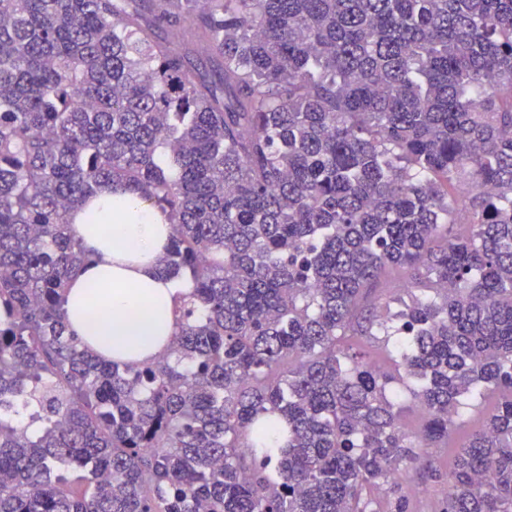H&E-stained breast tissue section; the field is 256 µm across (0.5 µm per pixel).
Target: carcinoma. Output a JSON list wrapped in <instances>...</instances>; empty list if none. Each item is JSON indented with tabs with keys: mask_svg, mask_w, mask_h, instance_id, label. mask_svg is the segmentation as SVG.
<instances>
[{
	"mask_svg": "<svg viewBox=\"0 0 512 512\" xmlns=\"http://www.w3.org/2000/svg\"><path fill=\"white\" fill-rule=\"evenodd\" d=\"M102 190L193 282L141 367L66 325ZM422 466L512 512V0H0V512H414ZM495 402L496 395H487L485 399L479 402L469 413L465 423L450 434L447 444L441 445L440 448H423L424 456L434 460L436 465L443 471H449L456 451L466 442L470 433L482 423L483 417L492 408Z\"/></svg>",
	"mask_w": 512,
	"mask_h": 512,
	"instance_id": "obj_1",
	"label": "carcinoma"
}]
</instances>
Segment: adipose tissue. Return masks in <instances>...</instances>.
I'll return each instance as SVG.
<instances>
[{
    "mask_svg": "<svg viewBox=\"0 0 512 512\" xmlns=\"http://www.w3.org/2000/svg\"><path fill=\"white\" fill-rule=\"evenodd\" d=\"M90 258L65 296L68 331L97 357L143 364L165 353L176 327L172 310L192 291L189 279L159 272L170 226L160 212L127 195L102 192L69 215ZM97 285L88 299V285Z\"/></svg>",
    "mask_w": 512,
    "mask_h": 512,
    "instance_id": "obj_1",
    "label": "adipose tissue"
}]
</instances>
